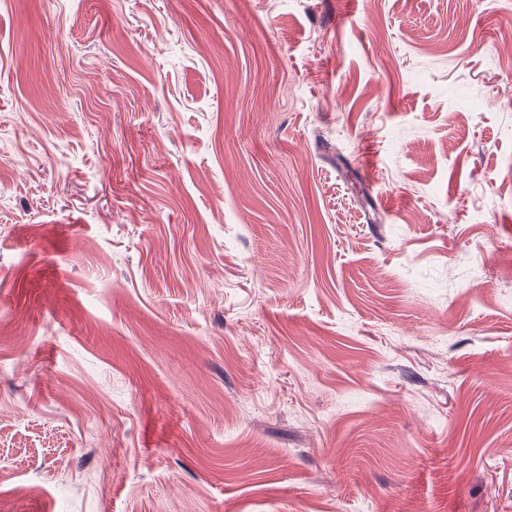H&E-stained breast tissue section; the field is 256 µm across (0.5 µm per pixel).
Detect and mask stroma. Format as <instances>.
<instances>
[{"mask_svg": "<svg viewBox=\"0 0 512 512\" xmlns=\"http://www.w3.org/2000/svg\"><path fill=\"white\" fill-rule=\"evenodd\" d=\"M0 326L11 512H512V0H0Z\"/></svg>", "mask_w": 512, "mask_h": 512, "instance_id": "35a3bbf8", "label": "stroma"}]
</instances>
